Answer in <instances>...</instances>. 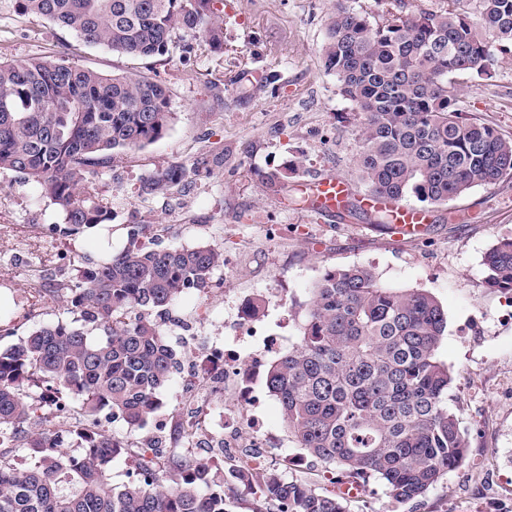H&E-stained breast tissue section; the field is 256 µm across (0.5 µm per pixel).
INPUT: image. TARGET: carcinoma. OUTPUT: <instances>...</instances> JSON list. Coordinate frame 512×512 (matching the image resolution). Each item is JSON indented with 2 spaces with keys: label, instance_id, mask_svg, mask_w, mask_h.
Instances as JSON below:
<instances>
[{
  "label": "carcinoma",
  "instance_id": "1",
  "mask_svg": "<svg viewBox=\"0 0 512 512\" xmlns=\"http://www.w3.org/2000/svg\"><path fill=\"white\" fill-rule=\"evenodd\" d=\"M87 45L140 58L164 56L178 33L224 47V0H17ZM512 45V0H474L471 12L412 13L406 0L375 19L339 0L322 45L325 69L362 117L356 167L370 193L445 204L512 175V141L463 116L452 74L488 76ZM168 87L133 72L104 74L65 62L0 59V169L38 184L63 215L61 236L112 221L93 180L118 154L158 139L173 119ZM172 163L142 192L165 195L190 173ZM272 193L278 172L255 171ZM145 227L128 246L48 285L74 318L43 323L0 348V512H231L224 476L193 456L153 454L112 484L130 452L112 432L39 426L30 386L65 392L85 421L106 413L129 429L160 405L181 366L160 332L170 306L202 292L224 264L216 245L157 249ZM488 284L512 292V238L486 255ZM447 317L426 290L390 288L354 265L327 270L312 289L299 342L265 372L296 447L354 482L383 480L399 502L417 500L465 459L468 439L448 406L453 381L437 359ZM22 442L28 466L8 459ZM251 512H348L345 497L267 471L253 477Z\"/></svg>",
  "mask_w": 512,
  "mask_h": 512
}]
</instances>
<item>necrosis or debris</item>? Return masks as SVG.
<instances>
[{
  "instance_id": "necrosis-or-debris-1",
  "label": "necrosis or debris",
  "mask_w": 512,
  "mask_h": 512,
  "mask_svg": "<svg viewBox=\"0 0 512 512\" xmlns=\"http://www.w3.org/2000/svg\"><path fill=\"white\" fill-rule=\"evenodd\" d=\"M281 340L266 335L252 309L238 315L231 336L215 339L192 356L180 377L176 400L178 418L168 431L170 451L189 454L209 449L215 460L241 448L242 431L250 429L251 447H269L262 420L249 416L246 423L230 419L226 403L237 408L251 407L258 398L244 380L247 372H260L269 354L279 351Z\"/></svg>"
}]
</instances>
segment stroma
Returning <instances> with one entry per match:
<instances>
[{
  "instance_id": "obj_1",
  "label": "stroma",
  "mask_w": 512,
  "mask_h": 512,
  "mask_svg": "<svg viewBox=\"0 0 512 512\" xmlns=\"http://www.w3.org/2000/svg\"><path fill=\"white\" fill-rule=\"evenodd\" d=\"M336 0H224V48L193 49L142 60L104 46H87L51 22L19 14L16 0H0V58L69 62L109 74L140 71L165 83L174 119L145 147L120 154L95 181L111 207L112 250L127 244V228L145 225L159 246H220L227 264L204 292L183 295L161 327L180 358L184 336L223 335L233 313L231 295L269 298L268 333L284 348L299 341L310 290L326 270L354 264L373 269L391 288L431 293L447 328L438 358L454 376L448 403L468 441L466 460L427 494L392 498L370 477L351 496L350 512H512V293L490 287L486 253L512 237V178L479 186L445 205H429L416 240L394 236L377 214L361 210L368 188L356 173L361 116L339 93L321 48ZM452 81L464 116L512 139V50L497 52L491 76L458 74ZM179 162L199 167L167 195L140 190L150 172ZM280 171L285 193L266 192L254 170ZM333 173L351 187L343 209L322 217L301 203L298 184ZM62 217L41 187L0 169V275L12 281L0 303V331L25 335L35 324L68 318L66 308L37 293L35 279L72 276L94 258L85 234L49 238ZM249 385L261 396L256 412L280 446L272 469L327 486L321 466L288 439L278 401L263 375Z\"/></svg>"
}]
</instances>
